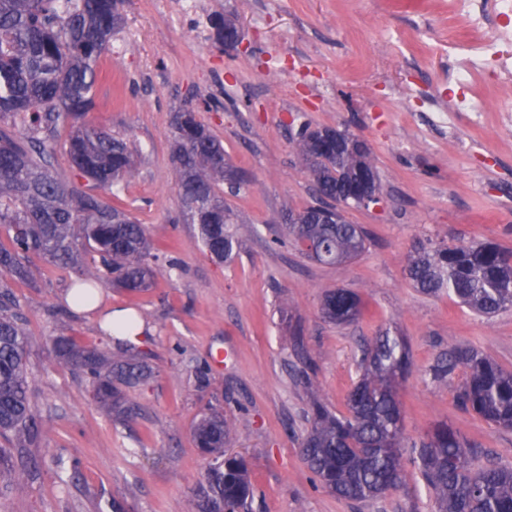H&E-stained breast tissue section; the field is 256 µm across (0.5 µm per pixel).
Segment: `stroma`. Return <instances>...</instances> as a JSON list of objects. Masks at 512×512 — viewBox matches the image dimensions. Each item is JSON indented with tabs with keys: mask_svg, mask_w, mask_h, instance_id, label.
I'll return each instance as SVG.
<instances>
[{
	"mask_svg": "<svg viewBox=\"0 0 512 512\" xmlns=\"http://www.w3.org/2000/svg\"><path fill=\"white\" fill-rule=\"evenodd\" d=\"M168 2L124 0L89 113L138 150L136 172L112 205L145 224L154 246H175V268L161 270L148 291L98 286L99 311L141 320L132 347L155 376L129 390L137 413L128 421L100 408L82 375L55 361L52 340L72 336L110 352L112 337L99 312L66 304L75 272L29 256L30 281L10 288L27 334L38 429L30 445L10 448L17 473L0 481V512H197L195 488L211 459L193 426L210 408L229 422L225 454L244 460L254 484L239 512H436L411 444L440 423L512 466V430L464 411L452 388L426 373L451 342L512 370V307L477 314L404 277L411 252L429 239L512 249V108L501 103L512 68L500 65L512 46L496 43L495 24L471 29L455 0H206L198 18L175 15ZM215 11L242 30L234 52L210 25ZM452 37L480 45L464 88L449 58ZM188 106L248 178L226 198L239 249L223 263L204 252L179 208L171 118ZM304 123L349 130L371 150L383 197L346 211L368 237L354 261L320 264L274 242L284 214L315 195L291 141ZM335 288L358 294L356 322L322 318V297ZM383 330L402 337L412 359L397 386L410 478L381 498L347 501L308 469L301 442L313 398L345 412L360 346ZM219 348L231 353L220 363L211 357ZM307 357L316 365L309 386Z\"/></svg>",
	"mask_w": 512,
	"mask_h": 512,
	"instance_id": "stroma-1",
	"label": "stroma"
}]
</instances>
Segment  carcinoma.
I'll list each match as a JSON object with an SVG mask.
<instances>
[{
  "instance_id": "1",
  "label": "carcinoma",
  "mask_w": 512,
  "mask_h": 512,
  "mask_svg": "<svg viewBox=\"0 0 512 512\" xmlns=\"http://www.w3.org/2000/svg\"><path fill=\"white\" fill-rule=\"evenodd\" d=\"M122 0H0V120L20 119L22 130L0 126V277L26 281L23 259L41 255L53 267L82 273L75 300L91 303L97 283L130 292L147 290L160 269L147 228L98 193L131 177L136 150L125 139L87 119L93 106L96 66L122 22ZM76 176L63 183L51 172L59 131ZM352 145L336 151L321 128L301 127L294 146L316 187L315 204L288 212L287 240L301 254L319 250L315 261L334 265L359 258L366 234L340 216L334 224L309 222L323 198L344 207L361 206L363 175L376 172L370 148L345 132ZM171 162L178 202L186 221L199 225L210 257L230 258L239 245L234 213L224 194H237L245 181L224 158V145L198 115L174 114ZM406 276L431 295L446 294L478 313L494 314L512 305V250L493 242L459 245L421 243ZM18 299L0 283V435L19 444L36 435L25 358L27 336L16 312ZM324 318L350 323L361 315L358 295L345 288L327 291ZM56 360L84 374L96 403L126 420L135 406L122 388L153 376L144 360L108 356L80 346L69 336L53 339ZM411 365L409 352L385 332L363 350L361 375L337 414L319 398L311 405V427L302 442L309 469L320 483L347 501L383 496L406 483L402 464V412L396 382ZM436 384L454 385L456 402L489 423L512 428V371L481 351L450 344L427 369ZM229 424L224 414H203L194 427L197 446L212 457L205 482L196 489L198 512H236L253 495L245 464L224 457ZM418 470L433 490L438 512H512V467L488 460L477 465L475 447L446 423L434 426L415 445Z\"/></svg>"
}]
</instances>
